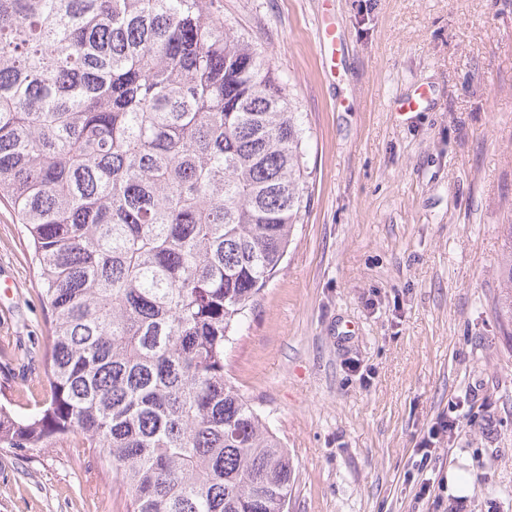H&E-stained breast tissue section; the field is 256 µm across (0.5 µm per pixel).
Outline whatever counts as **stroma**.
Listing matches in <instances>:
<instances>
[{
    "mask_svg": "<svg viewBox=\"0 0 512 512\" xmlns=\"http://www.w3.org/2000/svg\"><path fill=\"white\" fill-rule=\"evenodd\" d=\"M289 83L310 207L226 350L292 461L288 512H512V347L493 309L512 219V0H213ZM341 42L325 73L324 26ZM414 112L397 104L416 90ZM0 398L32 413L49 325L0 201ZM455 433H435L442 417ZM432 447L422 461L421 443ZM468 458V496L417 500ZM92 453L0 448V512H127Z\"/></svg>",
    "mask_w": 512,
    "mask_h": 512,
    "instance_id": "stroma-1",
    "label": "stroma"
}]
</instances>
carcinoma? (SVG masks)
Masks as SVG:
<instances>
[{"instance_id": "1", "label": "carcinoma", "mask_w": 512, "mask_h": 512, "mask_svg": "<svg viewBox=\"0 0 512 512\" xmlns=\"http://www.w3.org/2000/svg\"><path fill=\"white\" fill-rule=\"evenodd\" d=\"M300 117L211 0H0V200L51 329L48 399L0 403V448L92 451L132 512H285L288 449L224 353L310 206Z\"/></svg>"}]
</instances>
